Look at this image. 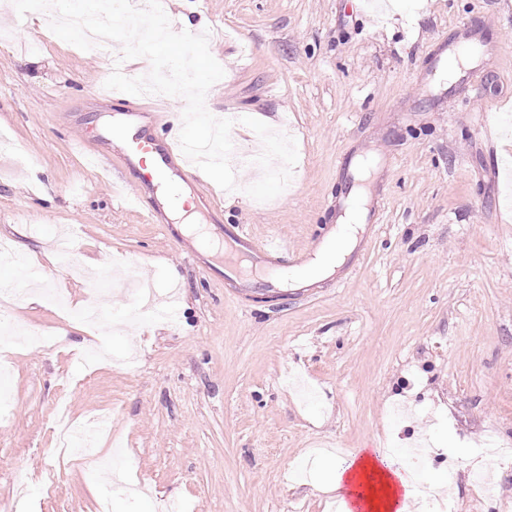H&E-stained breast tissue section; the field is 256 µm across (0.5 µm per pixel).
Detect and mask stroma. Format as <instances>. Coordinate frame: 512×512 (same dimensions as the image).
Here are the masks:
<instances>
[{
	"instance_id": "obj_1",
	"label": "stroma",
	"mask_w": 512,
	"mask_h": 512,
	"mask_svg": "<svg viewBox=\"0 0 512 512\" xmlns=\"http://www.w3.org/2000/svg\"><path fill=\"white\" fill-rule=\"evenodd\" d=\"M165 0L167 13L209 35L224 76L206 96L232 119L233 140L255 145L252 117L293 137L286 189L255 203L253 172L227 192L195 163L186 185L199 223L216 236L242 224L281 238L297 267L336 225L358 159L377 171L379 205L352 252L305 288L261 275L225 278L224 257L186 256L192 239L153 187L129 205L137 172L114 142L140 113L165 140L184 103L116 92L115 59L54 35L34 14L0 7V261L7 294L28 275L66 296L70 310L16 303L14 331L39 347L0 340L11 358L0 397V512H336L328 472L359 448L432 450L428 484L446 482L459 512H512V0ZM486 52L452 84L437 82L464 37ZM86 131L101 167L72 148ZM101 274L104 319L127 316L131 295L113 272L138 265L177 315L128 319L105 336L102 358L81 311L88 284L58 267L53 242ZM94 429L102 457L123 449L120 480L59 446L57 413ZM456 467H449V458ZM492 474L485 493L473 472Z\"/></svg>"
}]
</instances>
